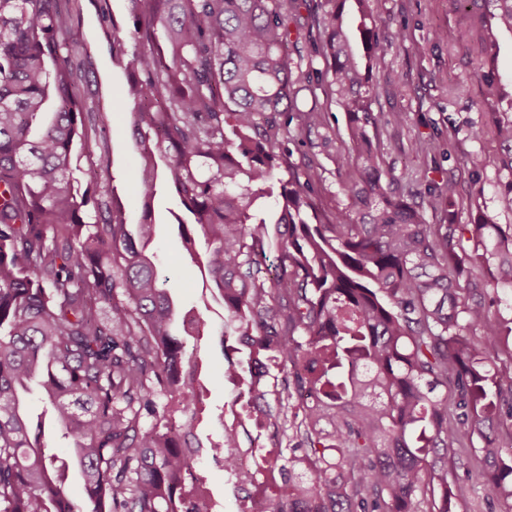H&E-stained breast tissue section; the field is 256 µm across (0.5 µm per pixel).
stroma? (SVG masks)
<instances>
[{
    "mask_svg": "<svg viewBox=\"0 0 512 512\" xmlns=\"http://www.w3.org/2000/svg\"><path fill=\"white\" fill-rule=\"evenodd\" d=\"M104 7L113 16L123 40H130V0H80V32L86 52L76 55L72 64L81 90L88 95L96 123L115 131L105 155L76 156L78 166L84 170L108 166L110 178L98 190L99 197L108 201L112 196L125 198L131 193L136 141L125 110L116 105L130 73L124 61L115 59L110 51L107 30L100 21V10ZM474 12V7L457 5L455 0H385L384 18L389 31H405L407 39L396 44L386 57L383 70L373 79L376 92L373 110L383 116L380 141L396 140L401 144L400 150L384 156L385 164L395 171L399 189L417 191L430 181L451 180L461 198L458 223H476L477 208L485 205L498 209L499 223L512 225V211L498 208L501 176L495 166H488L481 180L475 183L455 161L441 158L434 162L414 150L418 138L447 132L453 124L460 129L456 138L458 151L480 152L490 157L501 153L491 136L473 139L466 134L469 125H479L485 120V92L479 84H469L454 94L448 91L450 77L469 69L481 51ZM442 28L467 31L468 37L455 47H448L435 37L436 31ZM413 40L424 45L423 55L410 51L409 43ZM321 104L328 123L324 134L306 135L292 129L291 161L302 169L312 162L319 164L322 178L317 186L318 197L323 208L332 210L347 204L336 180V160L345 155L348 145L347 119L330 99H322ZM396 112L405 114L403 125L393 124L391 116ZM182 211L178 197L168 184H161L150 206V218L157 226V237L150 249L158 254V271L161 278L168 280L175 298L184 308L197 310L218 327L224 322V304L203 289L201 282L185 268L184 248L172 230L175 215ZM189 350L201 364L199 380L206 407V416L197 428L204 448L195 466L206 477L211 512H239L240 496L230 485L222 465L212 459L208 450L210 443L221 438L218 417L233 398V387L224 379V351L217 338L207 336L191 343ZM462 455L475 490L461 505L460 512H490L491 496L485 484L488 467L478 449L463 447Z\"/></svg>",
    "mask_w": 512,
    "mask_h": 512,
    "instance_id": "stroma-1",
    "label": "stroma"
}]
</instances>
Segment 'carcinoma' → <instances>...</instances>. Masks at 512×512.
<instances>
[{
    "mask_svg": "<svg viewBox=\"0 0 512 512\" xmlns=\"http://www.w3.org/2000/svg\"><path fill=\"white\" fill-rule=\"evenodd\" d=\"M490 27L512 32V0ZM132 78L121 104L138 134L135 197L148 206L160 166L185 208L191 262L224 301V379L246 387L245 422L292 430L296 443L254 446L281 464L273 493L263 468L242 475L244 512H453L472 491L458 448L478 439L499 512H512V357L487 351L512 326L488 315L489 289H512V225L429 224L413 194L393 191L371 83L395 41L382 0H325L319 39L288 52L298 0H131ZM75 0H0V512H195L204 485L193 460L198 395L185 337L207 321L179 313L147 251L153 224L129 228L117 199L96 198L73 166L111 129L87 123L72 54ZM348 120L351 154L336 159L349 206L321 211L315 177L285 158L292 121L326 127L317 105L293 112L314 61ZM503 90L478 57L456 76ZM512 209V116L490 113ZM448 142L416 141L425 155ZM473 180L491 160L456 158ZM288 177H283V173ZM431 212L453 219V184L428 186ZM273 199L268 217L253 211ZM99 212L91 224L88 206ZM470 234L472 250L462 246ZM37 384L51 411L31 414ZM152 418L151 424L144 417ZM58 431L61 458L44 443ZM84 498L65 493L69 472ZM426 510H420V505Z\"/></svg>",
    "mask_w": 512,
    "mask_h": 512,
    "instance_id": "obj_1",
    "label": "carcinoma"
}]
</instances>
